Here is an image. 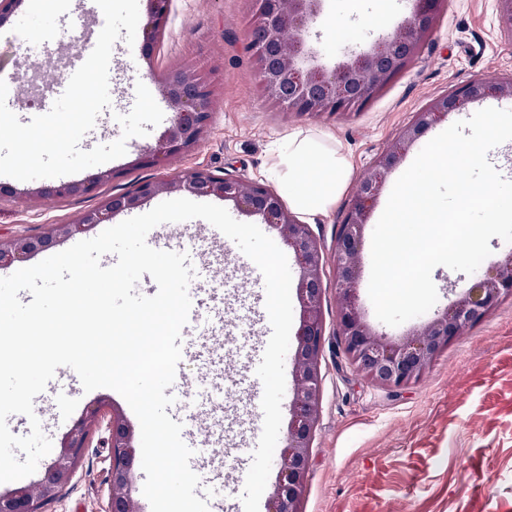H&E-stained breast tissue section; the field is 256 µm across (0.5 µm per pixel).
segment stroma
<instances>
[{
	"label": "stroma",
	"mask_w": 512,
	"mask_h": 512,
	"mask_svg": "<svg viewBox=\"0 0 512 512\" xmlns=\"http://www.w3.org/2000/svg\"><path fill=\"white\" fill-rule=\"evenodd\" d=\"M413 0H325L322 19L306 42L317 65L333 70L349 48L368 49L410 14ZM253 0H171L166 34L152 61H139L144 81L165 111L160 125L127 139V152L112 160L116 178L96 195L66 200L18 198L0 202V238L41 235L71 223L103 198L134 184L199 170L259 183L287 197L277 176L279 146L296 133L345 154L349 175L327 215L307 217L323 255L321 304L325 336L320 350L322 401L313 433L301 512H512V299L474 324L445 349L417 383L401 390L376 386L345 359L336 335L337 294L333 251L360 181L376 166L416 112L477 79L512 78V29L501 21L498 0H442L435 29L419 54L364 107L334 115H299L268 101L245 49ZM382 17L383 27L360 24ZM343 19L339 31L325 21ZM104 21L95 0H66L51 18L33 16L28 0L0 27V57L18 61L24 78L57 84L69 74L75 51L97 40ZM116 41L109 64L110 111L101 113L80 146L89 150L122 138L116 117L131 111L136 83ZM200 66L213 89L210 126L189 151L159 168L139 167L143 149L157 143L173 114L159 89L168 72ZM157 250L196 254L216 251L221 266L196 270L194 279L224 297V337L257 336L268 329L267 312L246 313L245 296L264 297L263 276L248 291L237 285L234 265L243 253L230 240L208 235L202 219L156 228ZM137 425L126 400L99 388L70 395L43 393L35 414L52 443L95 403ZM104 425L91 426L71 483L40 512H107L113 454Z\"/></svg>",
	"instance_id": "stroma-1"
}]
</instances>
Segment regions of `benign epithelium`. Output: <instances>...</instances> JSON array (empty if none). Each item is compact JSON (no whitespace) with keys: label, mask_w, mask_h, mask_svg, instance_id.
Listing matches in <instances>:
<instances>
[{"label":"benign epithelium","mask_w":512,"mask_h":512,"mask_svg":"<svg viewBox=\"0 0 512 512\" xmlns=\"http://www.w3.org/2000/svg\"><path fill=\"white\" fill-rule=\"evenodd\" d=\"M147 2L140 56L149 60L164 37L170 0ZM321 2L254 0L247 49L254 59L265 97L287 112L332 115L367 102L414 60L433 31L440 0H414L413 11L399 20L391 33L380 37L367 50L348 51L347 60L331 72L304 64L305 55L309 54L304 34L309 23L320 15ZM159 88L173 118L156 146L136 159L139 166H162L190 150L210 125L214 90L199 71L177 67L160 82ZM502 97L512 98V79H477L460 91L437 98L415 113L413 121L381 156L373 172L358 185L334 248L337 327L349 361L378 386L400 388L419 381L450 342L512 298V252L465 289L454 304L398 339H389L368 324L359 297L364 229L387 175L398 166L406 148L448 114L483 99ZM113 177L114 171L109 169L85 180L51 183L24 192L1 183L0 200L23 194L41 198L94 195L100 183ZM181 192L231 201L239 209L261 216L264 223L278 232L298 265L300 317L293 360L291 421L280 452L275 485L269 494L268 512H300L299 500L321 401L319 354L325 336L321 309L323 255L310 225L288 211L276 193L237 179L187 170L173 178L143 182L131 191L114 194L72 223L51 225L44 235L0 239V267L23 262L62 239L106 224L115 215L140 206L147 198ZM96 421L106 422L107 445L118 452L117 462L112 466L108 512H141L131 495L137 463L134 432L120 415L101 414L95 408L72 425L37 481L0 495V512H37L38 505L69 484L78 451Z\"/></svg>","instance_id":"1"}]
</instances>
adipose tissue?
<instances>
[{"instance_id":"adipose-tissue-1","label":"adipose tissue","mask_w":512,"mask_h":512,"mask_svg":"<svg viewBox=\"0 0 512 512\" xmlns=\"http://www.w3.org/2000/svg\"><path fill=\"white\" fill-rule=\"evenodd\" d=\"M288 168V196L298 210L312 216L328 213L348 176L340 151H328L309 138L289 136L282 157Z\"/></svg>"}]
</instances>
